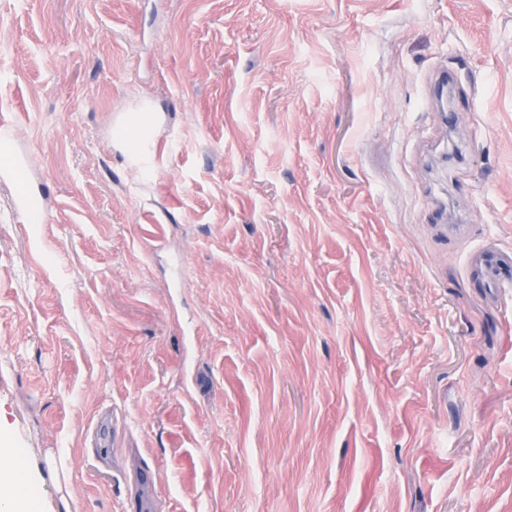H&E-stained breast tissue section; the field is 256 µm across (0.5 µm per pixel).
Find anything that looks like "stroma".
Masks as SVG:
<instances>
[{
  "mask_svg": "<svg viewBox=\"0 0 512 512\" xmlns=\"http://www.w3.org/2000/svg\"><path fill=\"white\" fill-rule=\"evenodd\" d=\"M0 45L37 512H126L145 469L152 512H512V294L466 272L512 249V0H0ZM157 114H160L157 107L149 101L120 114L115 121L113 140L122 146L132 165L145 163L150 154ZM12 179L19 183L21 191L19 195L18 204L25 211L26 218L30 224H39L41 222V205L36 197L30 194L25 188L24 183L21 181V177L15 175Z\"/></svg>",
  "mask_w": 512,
  "mask_h": 512,
  "instance_id": "stroma-1",
  "label": "stroma"
}]
</instances>
